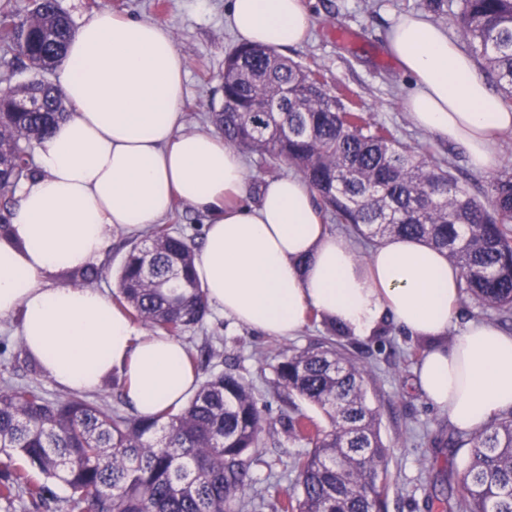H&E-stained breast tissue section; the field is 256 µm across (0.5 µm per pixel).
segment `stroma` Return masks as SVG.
<instances>
[{
	"label": "stroma",
	"mask_w": 512,
	"mask_h": 512,
	"mask_svg": "<svg viewBox=\"0 0 512 512\" xmlns=\"http://www.w3.org/2000/svg\"><path fill=\"white\" fill-rule=\"evenodd\" d=\"M302 2L315 19L314 28L305 44L283 49V56L319 70L332 92H345L346 104L432 156L457 177L461 187L489 202L491 174L474 171L463 147L417 128L401 107L412 83L386 51L384 37L401 15L418 11V0ZM58 4L76 26L102 9L164 23L185 61L184 128L212 130L210 115L213 103L221 98L224 60L238 44L226 22L230 0H58ZM140 239L137 233L113 232L112 245L99 264L102 276L96 282L107 296L117 291L116 273L126 250ZM18 327V317L0 319V382L38 387L51 400L63 397V389L26 353ZM324 334L322 321L311 319L298 336L274 338L245 329L214 309L201 328L180 338L190 350L212 341L217 354L210 371L235 365L251 385L265 416L274 422V430L259 449L263 463L252 472L251 490L266 500L293 491L292 463L305 448L304 443L288 437L279 420L301 413L316 423L325 421L308 402L287 399L276 384L274 368L283 357ZM336 342L370 374L367 396L378 409L380 436L389 450L388 512H427L425 496L432 485L459 483L470 454L465 446L448 447L449 437L457 430L447 412L428 402L417 383L416 371L427 342L393 324L379 336H340Z\"/></svg>",
	"instance_id": "obj_1"
}]
</instances>
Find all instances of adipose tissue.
Masks as SVG:
<instances>
[{"mask_svg":"<svg viewBox=\"0 0 512 512\" xmlns=\"http://www.w3.org/2000/svg\"><path fill=\"white\" fill-rule=\"evenodd\" d=\"M228 23L242 43L281 49L302 45L314 18L301 0H232ZM385 45L412 81L402 105L414 124L462 146L475 171L497 169L512 110L472 57L420 13L402 16ZM184 74L166 25L109 10L66 48L55 84L70 114L38 144L35 174L0 228V317L19 316L44 374L82 393L119 374L141 417L191 399L198 380L181 342L142 332L98 289L59 280L98 265L113 231L147 230L179 201L209 217L197 277L209 305L239 325L288 337L315 314L366 338L390 321L430 341L419 384L454 427L473 432L512 411V335L472 322L441 343L462 299L446 253L391 236L356 260L294 176L263 182L246 203L238 150L183 129Z\"/></svg>","mask_w":512,"mask_h":512,"instance_id":"obj_1","label":"adipose tissue"}]
</instances>
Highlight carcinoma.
<instances>
[{
    "label": "carcinoma",
    "mask_w": 512,
    "mask_h": 512,
    "mask_svg": "<svg viewBox=\"0 0 512 512\" xmlns=\"http://www.w3.org/2000/svg\"><path fill=\"white\" fill-rule=\"evenodd\" d=\"M460 29L484 73L512 105V0H460ZM27 33L25 43L18 33ZM74 34L57 0H35L17 23L0 12V42L16 47L33 73L0 98V224L8 223L18 185L34 174L27 145L68 115L61 92L44 79ZM223 102L211 122L224 142L259 156L267 172L293 168L322 212L357 239H423L460 270L462 293L483 309L512 316V172L491 183L487 209L457 178L402 143L363 112L331 94L321 75L244 45L228 57ZM192 237L169 224L127 251L115 300L156 334L180 337L201 326L209 305L197 281ZM329 338L275 367L277 385L319 409L322 428L303 415L280 424L307 450L293 461L296 496L258 506L272 512H386L388 448L379 414L367 401V373L336 347L347 330L326 320ZM264 416L250 384L235 369L213 374L176 413L127 415L79 394L48 400L30 385L0 387V502L25 495L34 506L70 490V512H230L261 463ZM471 448L460 480L428 497L439 512H512V412L464 441ZM22 458L26 468L8 461ZM37 470L43 481L32 479Z\"/></svg>",
    "instance_id": "cac0c4a2"
}]
</instances>
